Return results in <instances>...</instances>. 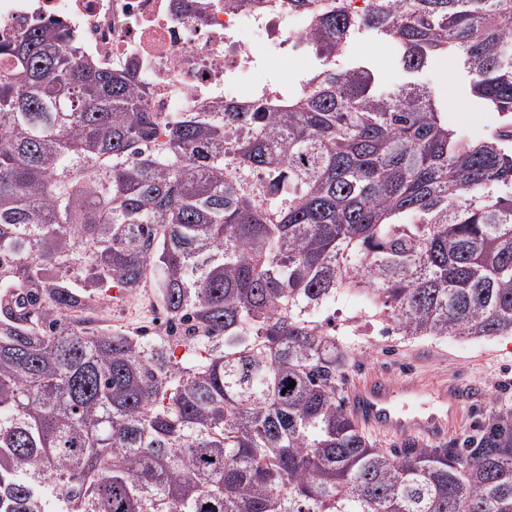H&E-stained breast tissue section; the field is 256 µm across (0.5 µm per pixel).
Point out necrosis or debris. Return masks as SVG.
Wrapping results in <instances>:
<instances>
[{"instance_id": "4bbe7bcc", "label": "necrosis or debris", "mask_w": 512, "mask_h": 512, "mask_svg": "<svg viewBox=\"0 0 512 512\" xmlns=\"http://www.w3.org/2000/svg\"><path fill=\"white\" fill-rule=\"evenodd\" d=\"M35 15L66 21L103 64L137 61L154 111L167 113L241 98L262 84L260 56L302 57L307 30L299 16L224 0H0V37Z\"/></svg>"}]
</instances>
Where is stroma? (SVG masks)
<instances>
[{
    "label": "stroma",
    "mask_w": 512,
    "mask_h": 512,
    "mask_svg": "<svg viewBox=\"0 0 512 512\" xmlns=\"http://www.w3.org/2000/svg\"><path fill=\"white\" fill-rule=\"evenodd\" d=\"M350 56L369 58L393 83L403 80L395 68L393 48L386 40L361 38L352 45ZM419 79L444 103L449 124L466 136L482 137L500 124L498 114L485 111L471 97L470 78L454 55L436 57ZM361 307V299L351 296L319 314L320 319L335 322L336 335L348 350L341 394H348L358 381L377 373L397 384L416 379L426 384L475 387L476 397L465 408L461 425L446 437L452 448L465 447L478 436L493 413L512 409V336L411 340L389 333L386 323L379 320L361 333L351 325ZM87 318L90 327L118 329L132 335L161 336L168 329L151 279L136 292L100 296Z\"/></svg>",
    "instance_id": "1"
}]
</instances>
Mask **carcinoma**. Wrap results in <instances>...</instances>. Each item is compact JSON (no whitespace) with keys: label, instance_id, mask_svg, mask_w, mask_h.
Masks as SVG:
<instances>
[{"label":"carcinoma","instance_id":"carcinoma-1","mask_svg":"<svg viewBox=\"0 0 512 512\" xmlns=\"http://www.w3.org/2000/svg\"><path fill=\"white\" fill-rule=\"evenodd\" d=\"M349 2L224 0L303 15L317 66L175 118L59 19L0 39V512H512V411L379 448L318 318L512 335V0ZM366 32L406 74L454 54L499 127L346 62ZM150 278L178 336L85 327Z\"/></svg>","mask_w":512,"mask_h":512}]
</instances>
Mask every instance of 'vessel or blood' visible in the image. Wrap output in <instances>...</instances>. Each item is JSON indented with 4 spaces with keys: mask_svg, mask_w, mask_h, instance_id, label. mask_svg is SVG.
I'll return each instance as SVG.
<instances>
[{
    "mask_svg": "<svg viewBox=\"0 0 512 512\" xmlns=\"http://www.w3.org/2000/svg\"><path fill=\"white\" fill-rule=\"evenodd\" d=\"M461 387L424 390L416 381L394 385L377 376L358 382L347 407L366 428L386 436L435 439L452 432L463 414Z\"/></svg>",
    "mask_w": 512,
    "mask_h": 512,
    "instance_id": "vessel-or-blood-1",
    "label": "vessel or blood"
}]
</instances>
